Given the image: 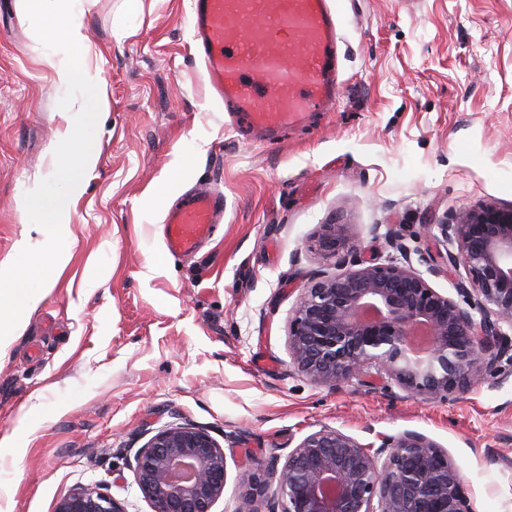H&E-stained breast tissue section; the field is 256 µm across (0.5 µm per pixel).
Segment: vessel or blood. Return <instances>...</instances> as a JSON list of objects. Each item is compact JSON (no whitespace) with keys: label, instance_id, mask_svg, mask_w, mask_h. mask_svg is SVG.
<instances>
[{"label":"vessel or blood","instance_id":"b4317fda","mask_svg":"<svg viewBox=\"0 0 512 512\" xmlns=\"http://www.w3.org/2000/svg\"><path fill=\"white\" fill-rule=\"evenodd\" d=\"M189 25L208 86L234 127L272 140L306 126L336 97L331 0H191ZM223 212L221 192L186 194L164 219L167 252L195 253Z\"/></svg>","mask_w":512,"mask_h":512}]
</instances>
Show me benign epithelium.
Returning <instances> with one entry per match:
<instances>
[{
  "label": "benign epithelium",
  "instance_id": "obj_1",
  "mask_svg": "<svg viewBox=\"0 0 512 512\" xmlns=\"http://www.w3.org/2000/svg\"><path fill=\"white\" fill-rule=\"evenodd\" d=\"M424 241L446 246L436 268L464 270L438 292L409 263L350 261L348 224H321L316 246L355 268L319 275L301 289L289 329L297 370L331 389L376 374L426 400L472 387L512 365V204L481 203L434 224ZM426 336L414 347L411 328ZM151 512H212L224 496V448L203 426L171 422L126 459ZM267 495L252 477L235 512H473L456 464L422 433L404 431L378 448L327 426L304 437L275 473ZM54 512H127L104 487L77 486Z\"/></svg>",
  "mask_w": 512,
  "mask_h": 512
}]
</instances>
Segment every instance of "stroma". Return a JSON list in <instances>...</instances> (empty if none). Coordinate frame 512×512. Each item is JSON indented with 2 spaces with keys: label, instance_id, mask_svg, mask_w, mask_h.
Masks as SVG:
<instances>
[{
  "label": "stroma",
  "instance_id": "obj_1",
  "mask_svg": "<svg viewBox=\"0 0 512 512\" xmlns=\"http://www.w3.org/2000/svg\"><path fill=\"white\" fill-rule=\"evenodd\" d=\"M340 92L274 143L245 141L213 100L190 0H84L99 114L95 166L69 204L68 261L0 356V512H53L77 485L151 512L117 457L175 420L209 427L234 512L253 474L329 426L380 446L426 435L459 467L475 512H512V367L447 399L394 383L313 384L292 363L289 320L307 280L340 273L314 239L349 224L363 259L393 256L441 293L423 223L512 203V0H333ZM23 0H0V264L42 246L24 195L54 167L72 119ZM190 189L224 194L192 256L164 253L167 210ZM380 232H372V225Z\"/></svg>",
  "mask_w": 512,
  "mask_h": 512
}]
</instances>
